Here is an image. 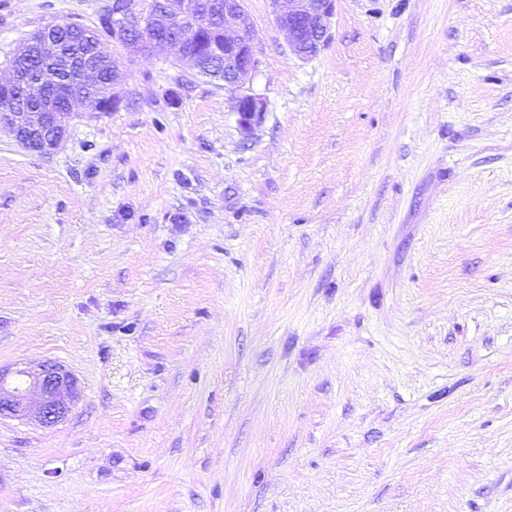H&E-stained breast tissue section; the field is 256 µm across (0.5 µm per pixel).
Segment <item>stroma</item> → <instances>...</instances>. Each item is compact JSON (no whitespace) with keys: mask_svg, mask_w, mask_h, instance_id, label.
I'll use <instances>...</instances> for the list:
<instances>
[{"mask_svg":"<svg viewBox=\"0 0 512 512\" xmlns=\"http://www.w3.org/2000/svg\"><path fill=\"white\" fill-rule=\"evenodd\" d=\"M105 0H0V77ZM267 109L106 43L124 103L49 155L0 131V512H512V0H335L295 59L245 0ZM81 26L77 23H58L53 26H44L31 33L16 47L13 56H27L34 49H45L61 42L64 37L79 35ZM33 393L40 399L35 421L44 428H52L68 418L81 389L76 376L54 361L13 371L0 367V419L29 420V399Z\"/></svg>","mask_w":512,"mask_h":512,"instance_id":"stroma-1","label":"stroma"}]
</instances>
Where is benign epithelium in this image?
I'll list each match as a JSON object with an SVG mask.
<instances>
[{
  "label": "benign epithelium",
  "instance_id": "1",
  "mask_svg": "<svg viewBox=\"0 0 512 512\" xmlns=\"http://www.w3.org/2000/svg\"><path fill=\"white\" fill-rule=\"evenodd\" d=\"M189 0H162L154 15H149L143 0H107L102 14L115 21L112 41L129 54L138 55L144 47H161L177 62H185L193 72L200 61L187 50L201 19H193ZM335 0H270L277 25L285 31L288 46L299 60L317 55L327 41L334 18ZM206 11L216 20H224V89L231 93L233 112L241 133L250 136L266 112V102L246 87V79L259 71L262 60L253 42V23L244 8V0H212ZM76 23L44 26L21 41L16 56H27L33 50L53 46L67 36L79 35ZM95 63L83 68L77 85L67 91H54L48 76H34L9 66L10 76L0 80V97L9 98L19 91L28 100L14 112L0 113V130L6 131L22 147L44 155L53 153L68 133L69 118L79 100H93L92 83L99 69L112 66L108 83L109 102L117 110L123 97L115 91L117 67L112 56L100 43L95 49ZM39 395L37 415H31L30 395ZM81 395L76 376L63 365L44 361L34 367L13 371L0 368V419L10 418L36 422L52 428L64 422Z\"/></svg>",
  "mask_w": 512,
  "mask_h": 512
}]
</instances>
